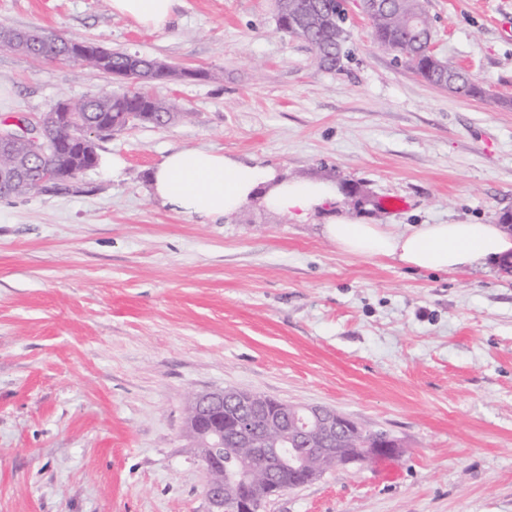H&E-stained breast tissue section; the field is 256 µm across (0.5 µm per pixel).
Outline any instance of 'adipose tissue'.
I'll return each mask as SVG.
<instances>
[{
    "instance_id": "1",
    "label": "adipose tissue",
    "mask_w": 512,
    "mask_h": 512,
    "mask_svg": "<svg viewBox=\"0 0 512 512\" xmlns=\"http://www.w3.org/2000/svg\"><path fill=\"white\" fill-rule=\"evenodd\" d=\"M178 4L111 0L114 14L147 29L165 27ZM150 186L162 206L201 224L216 223L253 201L304 221L343 199L333 181L289 179L273 167L207 149L170 152L151 172ZM322 232L341 252L392 258L419 270L482 269L512 256V235L499 224H417L399 231L391 224L331 213L325 214Z\"/></svg>"
}]
</instances>
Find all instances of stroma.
<instances>
[{
	"label": "stroma",
	"mask_w": 512,
	"mask_h": 512,
	"mask_svg": "<svg viewBox=\"0 0 512 512\" xmlns=\"http://www.w3.org/2000/svg\"><path fill=\"white\" fill-rule=\"evenodd\" d=\"M448 93L352 14L341 70L281 31L275 0H181L151 30L110 0H0L38 28L203 69L150 90L190 112L100 140L79 189L0 198V512H208L193 394L336 409L400 451L338 465L264 512H512V272L414 270L339 251L258 203L199 224L154 200L174 150L335 181L377 224H494L512 210V0H428ZM0 46V115L111 85ZM123 166L113 171V158Z\"/></svg>",
	"instance_id": "1"
}]
</instances>
